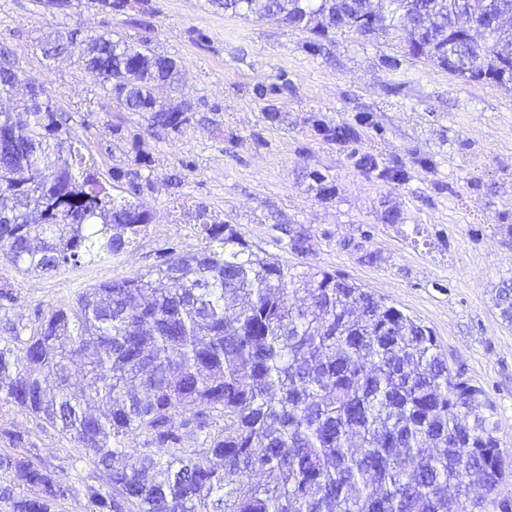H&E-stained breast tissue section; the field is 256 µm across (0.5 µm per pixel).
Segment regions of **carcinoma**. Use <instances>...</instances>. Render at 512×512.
I'll list each match as a JSON object with an SVG mask.
<instances>
[{"mask_svg":"<svg viewBox=\"0 0 512 512\" xmlns=\"http://www.w3.org/2000/svg\"><path fill=\"white\" fill-rule=\"evenodd\" d=\"M219 0L224 11L324 37L371 21L385 34L407 18L428 23L408 54L466 81L512 89V0ZM481 31L483 42L470 37ZM109 79L112 99L179 132L191 105L164 104L181 62L148 39L131 44L68 27L42 46L85 60ZM37 86L23 122L0 112V257L23 274H58L110 262L152 223L138 197L151 178L112 173L113 196L81 159L76 138L44 85L0 50V97L17 79ZM257 87L264 119L284 122ZM326 140L353 129L312 119ZM355 165L401 181L353 152ZM196 253L162 250L144 272L95 284L0 341V406L35 415L82 448L105 485L77 489L24 455L0 456V512H55L82 493L88 512H512L503 493L507 453L484 391L454 374L431 329L348 279L305 276L198 208ZM512 323V283L496 292ZM84 366L71 391L70 363ZM196 437L198 447H184ZM143 436L142 446L126 440Z\"/></svg>","mask_w":512,"mask_h":512,"instance_id":"obj_1","label":"carcinoma"}]
</instances>
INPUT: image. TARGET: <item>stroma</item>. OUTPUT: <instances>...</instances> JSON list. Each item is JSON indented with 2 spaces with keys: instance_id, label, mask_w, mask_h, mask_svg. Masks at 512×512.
<instances>
[{
  "instance_id": "1",
  "label": "stroma",
  "mask_w": 512,
  "mask_h": 512,
  "mask_svg": "<svg viewBox=\"0 0 512 512\" xmlns=\"http://www.w3.org/2000/svg\"><path fill=\"white\" fill-rule=\"evenodd\" d=\"M74 25L149 38L155 53L181 61L179 91H159L191 104L181 132L149 129L77 58L46 59L44 41ZM0 48L68 113L102 181L137 171L136 152L149 156L152 186L139 200L153 216L133 248L109 263L36 277L0 262L9 291L0 296L1 339L8 324L34 327L38 312L79 289L148 269L166 247L199 251L183 210L203 207L292 272L344 276L430 327L451 368L493 402L498 435L512 451V323L495 305L497 288L512 282V91L407 55L397 36L367 40L343 28L317 40L276 20L224 13L212 0H128L117 14L74 0L54 15L38 0H0ZM282 73L292 90L277 103L288 121L272 125L255 88ZM315 116L353 128L357 141H326L311 125ZM356 150L406 170V180L357 168ZM317 173L331 195L319 194ZM173 174L179 187L168 182ZM388 206L401 223L383 222ZM283 224L309 236L307 252L291 249ZM0 418L60 479L99 482L69 436L15 408Z\"/></svg>"
}]
</instances>
